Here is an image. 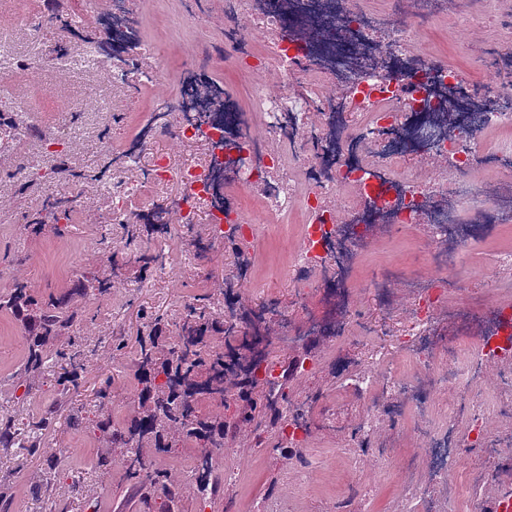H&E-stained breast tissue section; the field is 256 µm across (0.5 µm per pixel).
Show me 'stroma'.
I'll use <instances>...</instances> for the list:
<instances>
[{"instance_id":"1","label":"stroma","mask_w":512,"mask_h":512,"mask_svg":"<svg viewBox=\"0 0 512 512\" xmlns=\"http://www.w3.org/2000/svg\"><path fill=\"white\" fill-rule=\"evenodd\" d=\"M461 2L434 0L432 8L437 15L425 24L428 46L435 55L477 77L490 58V45L479 36L452 44L442 33L441 15L459 8ZM64 6L77 19L76 26L62 35L70 50H77L90 38L106 37V23L101 16L86 12L82 0H65ZM129 7L140 45L147 50L140 59L141 68H151L159 57L165 62V76L157 85L149 86L135 78L113 84L106 74H91L78 67L61 75H16L8 83H0V101L37 99L49 138L68 144V165L85 174L81 181L64 182L57 188L58 194L81 196L73 206L68 232L59 235L47 229L29 234L24 229L25 218L42 211L46 193L37 181L18 190L9 174L20 162L41 172L48 161L32 143L24 144L17 154L8 148L0 151V269L10 271L13 280L26 282L37 300L64 298L89 310L90 320L73 329L86 360L81 385L71 394L67 408L90 419L97 416L93 388L107 380L111 383L107 411L117 424L132 413L136 386L132 346L142 327L141 311L159 312L173 325L194 297L208 294L220 300L224 285L229 283L248 308L273 302L281 314L300 322L310 317L333 322L341 317V302L335 293L322 290L303 300L288 278L290 254L301 233L298 220L265 217L258 198L249 194L243 196L242 204L263 231L246 250L249 266L245 277L236 275L235 248L220 242L205 261H196L192 240L208 233L209 216L203 211L192 230L176 231L167 238L164 253L168 276L140 282L133 268L114 281L105 300L95 302L78 292V273H72V266H79V272L107 275L104 245L122 246L128 239L127 226L110 221L108 202L98 185L108 176L113 155L152 120L155 98L178 95L188 73L203 59L215 82L234 94L243 107L251 105V78L224 59V0H130ZM210 155L208 145L185 138L171 136L149 142L139 157L141 170L152 169L155 160L163 157L169 163L170 175L161 183L143 182L140 191L130 197L129 208L147 212L153 203L177 196L181 190L176 178L179 169L187 163L209 161ZM422 249L419 235L384 234L360 256L355 275L363 279L376 275L382 260L412 271ZM113 336L124 337L127 342L117 355L109 343ZM26 355L19 321L11 312L0 310V419L35 421L55 401L52 383L34 377L30 383L36 392L30 400L12 402ZM314 355L320 362L316 373L297 378L290 396L296 402L302 396L315 395V402L309 405L311 445L328 455L326 466L300 493L290 494L287 475L294 455L283 449L278 432L268 428L257 437L242 435L226 444L236 474L219 480L206 512H260L264 503L290 496L296 500V512H327L337 493L347 486L351 475L332 453L351 432L356 417L348 415L343 428L331 431L322 427L321 415L339 389L340 375L357 370L363 358L346 339L321 342ZM198 451V445L189 441L176 443L162 455L151 448L145 451L146 458L165 469L179 485V512H197L200 507L185 484ZM104 453L111 459L107 477L95 469L97 457ZM123 460L122 449L107 448L102 433L77 432L63 420H55L45 431L38 451L0 448V512H44L49 497L56 503V512H86L90 505L98 512H159L156 497L124 480ZM57 462L84 472L79 490L56 480L52 467Z\"/></svg>"}]
</instances>
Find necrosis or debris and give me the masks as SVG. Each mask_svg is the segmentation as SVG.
Here are the masks:
<instances>
[{"label":"necrosis or debris","instance_id":"necrosis-or-debris-1","mask_svg":"<svg viewBox=\"0 0 512 512\" xmlns=\"http://www.w3.org/2000/svg\"><path fill=\"white\" fill-rule=\"evenodd\" d=\"M455 16L449 36L479 32L493 43L497 63L482 82L423 51L419 14L395 12L393 0H224L225 57L258 79L276 72L282 90L256 88L249 113L225 95L216 114L192 79L178 98L157 104L168 124L150 122L143 133L161 137L173 122L188 139H224L223 154L235 162L223 177L209 166L181 169L176 227H190L204 207L210 237L253 242L259 225L227 197L257 194L269 214L302 216L290 279L306 289L322 273V287L345 300L332 328L287 318L278 335L298 351L309 337L333 342L353 328L370 354L341 387L360 408L351 442L336 451L355 479L336 512H366L362 474L385 470L399 454L406 461L397 512H485V497L503 484V462L512 456V251L480 280L465 275L473 244L512 224V0H469ZM287 24L297 31L290 40L282 36ZM187 113L194 122H184ZM254 116L267 142L247 133ZM141 147H124L122 175L101 183L114 203L113 223L134 219L123 203L139 186ZM382 228L423 230L429 269L412 278L387 265L370 282L387 311L394 283L408 291L409 317L387 351L372 345L384 324L355 326L347 302L355 262ZM443 317L457 333L434 335ZM406 425L417 447L376 442L379 427ZM284 441L300 458L289 477L298 491L322 459L302 429L287 428Z\"/></svg>","mask_w":512,"mask_h":512}]
</instances>
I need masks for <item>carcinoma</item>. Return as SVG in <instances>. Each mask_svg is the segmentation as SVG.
<instances>
[{
  "label": "carcinoma",
  "mask_w": 512,
  "mask_h": 512,
  "mask_svg": "<svg viewBox=\"0 0 512 512\" xmlns=\"http://www.w3.org/2000/svg\"><path fill=\"white\" fill-rule=\"evenodd\" d=\"M46 209L53 228L63 230L61 221L70 220L72 200H47ZM170 235L168 222L150 224V237L137 242L136 230L121 248H113L108 261L112 275L134 266L140 277L151 276L163 261L151 242ZM112 279L94 276L79 281V291L94 301L109 296ZM0 309L16 316L27 339L24 374H45L55 367L53 381L57 408L65 406L71 390L80 386L84 360L73 348V327L87 320L86 311L72 307L63 299L50 298L38 302L27 284L17 282L9 293L0 295ZM266 307L243 310L231 288L222 290V300L197 298L185 305V312L176 324L174 338L167 337L168 326L157 314L142 315L146 333L138 341L132 361L137 380V408L119 427L104 413L94 423L72 412L68 417L71 428L80 431L96 429L108 439L110 447L121 448L127 479L160 496L161 512H171L176 492L165 471L149 462L143 449L150 447L164 453L176 440H190L200 447L187 486L194 495L207 501L216 485L214 458L224 448L225 436L237 435L263 426L284 430L288 422L308 425L305 412L297 408L288 416L283 403L288 401V389L297 376L298 356L292 355L280 365L279 376L264 383L257 374L270 366L269 353L254 356L256 349L270 345ZM220 337L222 345L213 344ZM238 402L236 414L203 417L199 404L204 400ZM49 419L29 422L23 426L10 418L0 420L1 448H39Z\"/></svg>",
  "instance_id": "carcinoma-1"
}]
</instances>
